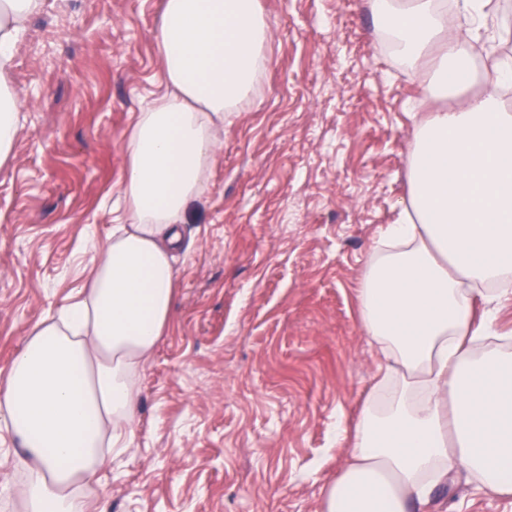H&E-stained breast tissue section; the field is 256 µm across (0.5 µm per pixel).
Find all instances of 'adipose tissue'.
<instances>
[{"label": "adipose tissue", "mask_w": 512, "mask_h": 512, "mask_svg": "<svg viewBox=\"0 0 512 512\" xmlns=\"http://www.w3.org/2000/svg\"><path fill=\"white\" fill-rule=\"evenodd\" d=\"M368 5L394 54L433 58L438 93L458 101L416 129L408 196L363 268L359 320L390 388L365 402L318 512H425L456 471L512 495V345L496 324L512 296V112L495 95L512 65L480 70L470 53L496 39L493 0ZM41 8L0 0V166L20 129L4 74ZM267 34L259 0H163L166 91L125 141L123 220L68 302L31 325L0 370V419L28 461L26 512H89L100 472L128 448L139 374L171 321L181 228L264 65Z\"/></svg>", "instance_id": "adipose-tissue-1"}]
</instances>
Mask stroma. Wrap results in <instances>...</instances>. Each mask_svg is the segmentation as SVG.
<instances>
[{"mask_svg": "<svg viewBox=\"0 0 512 512\" xmlns=\"http://www.w3.org/2000/svg\"><path fill=\"white\" fill-rule=\"evenodd\" d=\"M266 62L225 124L182 229L171 323L138 379L131 444L92 494L107 512H316L378 379L357 288L408 195L428 67L384 47L366 0H261ZM162 0H43L7 81L20 131L0 167V367L112 233L129 129L165 90ZM0 423V512H23ZM429 512H512L459 472Z\"/></svg>", "mask_w": 512, "mask_h": 512, "instance_id": "35a3bbf8", "label": "stroma"}]
</instances>
